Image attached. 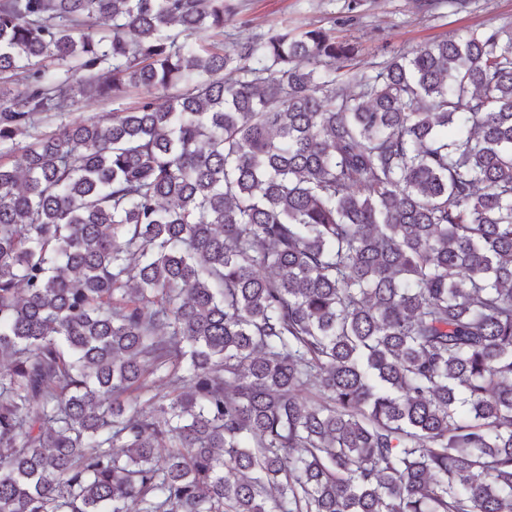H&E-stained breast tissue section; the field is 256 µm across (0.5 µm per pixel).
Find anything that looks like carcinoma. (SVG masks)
<instances>
[{
    "label": "carcinoma",
    "mask_w": 512,
    "mask_h": 512,
    "mask_svg": "<svg viewBox=\"0 0 512 512\" xmlns=\"http://www.w3.org/2000/svg\"><path fill=\"white\" fill-rule=\"evenodd\" d=\"M232 16L0 0V512H512V27ZM139 93V91H133L113 103L96 97H79L77 109L64 121L95 119L105 112H112V109L125 108L136 101Z\"/></svg>",
    "instance_id": "obj_1"
}]
</instances>
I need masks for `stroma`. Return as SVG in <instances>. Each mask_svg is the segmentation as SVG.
Segmentation results:
<instances>
[{
    "label": "stroma",
    "instance_id": "obj_1",
    "mask_svg": "<svg viewBox=\"0 0 512 512\" xmlns=\"http://www.w3.org/2000/svg\"><path fill=\"white\" fill-rule=\"evenodd\" d=\"M229 34L258 36L282 27L321 28L359 50L357 71L374 76L381 64L426 43L469 30L512 23V0H228Z\"/></svg>",
    "mask_w": 512,
    "mask_h": 512
}]
</instances>
